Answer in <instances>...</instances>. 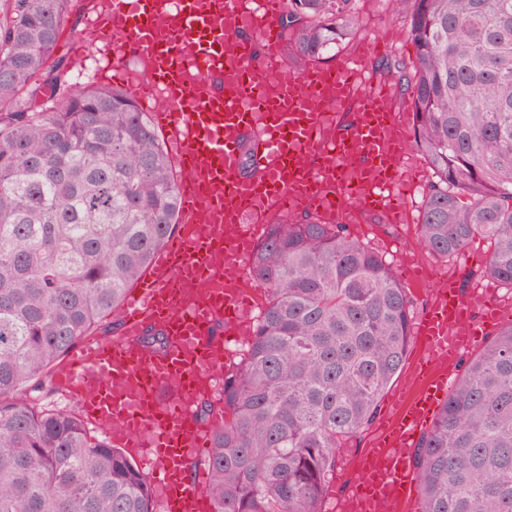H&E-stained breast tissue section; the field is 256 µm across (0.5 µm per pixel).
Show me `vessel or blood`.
I'll list each match as a JSON object with an SVG mask.
<instances>
[{
  "label": "vessel or blood",
  "mask_w": 512,
  "mask_h": 512,
  "mask_svg": "<svg viewBox=\"0 0 512 512\" xmlns=\"http://www.w3.org/2000/svg\"><path fill=\"white\" fill-rule=\"evenodd\" d=\"M286 0H96L71 54L104 56L101 80L149 108L182 172L181 229L123 305L118 336L78 344L52 382L115 446L150 471L161 512H212L203 492L206 432L199 398L224 375L226 339L243 335L252 290L246 275L263 224L286 209L370 212L408 221L415 172L402 159L409 128L392 82L367 65V40L329 65L283 66ZM137 68H130V61ZM512 297L463 292L446 275L417 323L422 351L409 399L396 402L344 489L336 512H411L413 452L434 420L460 359L504 319ZM165 337L147 347L149 331Z\"/></svg>",
  "instance_id": "vessel-or-blood-1"
}]
</instances>
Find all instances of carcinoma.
Returning <instances> with one entry per match:
<instances>
[{
    "instance_id": "carcinoma-1",
    "label": "carcinoma",
    "mask_w": 512,
    "mask_h": 512,
    "mask_svg": "<svg viewBox=\"0 0 512 512\" xmlns=\"http://www.w3.org/2000/svg\"><path fill=\"white\" fill-rule=\"evenodd\" d=\"M71 0H0V512H156L146 477L73 413L21 391L118 313L178 226L167 148L124 90L72 88ZM415 47L414 141L435 174L417 224L448 259L490 243L512 288V0H390ZM356 0H288L296 59L348 34ZM266 303L224 374L213 512H322L336 450L405 364L411 298L343 224H270ZM420 512H512V324L463 368L414 450Z\"/></svg>"
}]
</instances>
